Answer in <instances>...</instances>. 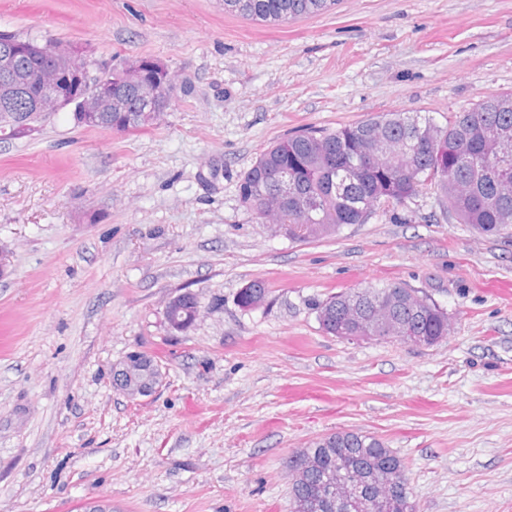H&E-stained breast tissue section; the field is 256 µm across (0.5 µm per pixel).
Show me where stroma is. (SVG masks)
Here are the masks:
<instances>
[{
    "mask_svg": "<svg viewBox=\"0 0 512 512\" xmlns=\"http://www.w3.org/2000/svg\"><path fill=\"white\" fill-rule=\"evenodd\" d=\"M163 63L155 123L71 111L0 139V512H291L288 460L357 431L403 459L417 512H512V238L426 190L300 242L241 201L270 144L386 112L438 124L512 92V0H337L284 21L224 0H0V31ZM260 281L266 305L242 309ZM402 282L447 310L437 344L327 335L328 295ZM184 292V332L164 310ZM155 357L162 385L115 391ZM268 288L262 282H253L242 288L238 294V305L243 309H256L264 304ZM195 298V295L188 294L178 296V304L174 306L175 309L173 312L175 313V316H178L179 322H176L174 325H171L168 322L171 327L180 331H185L193 325L194 321L191 316V312L194 306ZM143 359H134L131 363V359L127 355L114 365L116 368H121L127 364L125 371L121 372L122 378L118 383L112 375V387L117 391H120L127 396H134L139 394L143 388L153 387L158 385L160 382V370L161 366L155 361V359L144 353ZM154 392V389L148 388L139 394L141 397L150 396Z\"/></svg>",
    "mask_w": 512,
    "mask_h": 512,
    "instance_id": "obj_1",
    "label": "stroma"
}]
</instances>
